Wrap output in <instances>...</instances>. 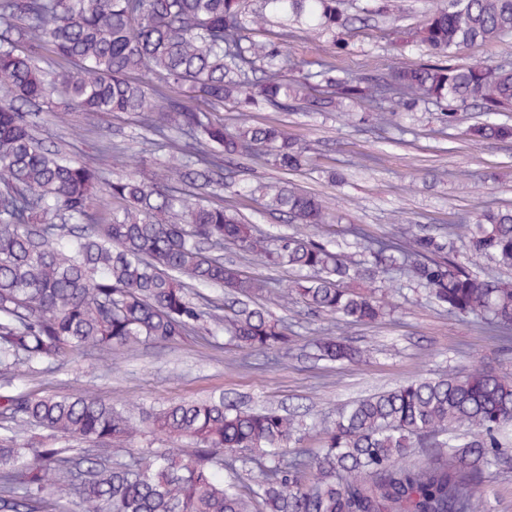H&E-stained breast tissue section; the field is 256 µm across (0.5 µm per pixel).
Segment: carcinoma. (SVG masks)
I'll return each mask as SVG.
<instances>
[{
    "label": "carcinoma",
    "instance_id": "carcinoma-1",
    "mask_svg": "<svg viewBox=\"0 0 512 512\" xmlns=\"http://www.w3.org/2000/svg\"><path fill=\"white\" fill-rule=\"evenodd\" d=\"M302 20L316 40L343 24L337 0H0V377L18 365H50L93 350L174 342L200 328L270 350L288 344L286 326L262 304L272 283L224 262V243L265 265L302 276L277 294L349 323L373 324L395 309L386 293L355 285L360 263L334 248L333 216L316 195L280 180L245 189L289 224L314 234L267 236L221 204L224 163L271 151L281 171L308 163L305 148L274 121L224 125L209 107L291 112L300 104L334 112L339 101L376 118L420 101L457 102L495 115L512 108V63L491 70L459 64L452 50L512 33V0H438L406 37L438 60L402 62L386 81L336 78L329 61H298L256 38L267 14ZM393 106L386 108L385 101ZM97 129L107 114H137L148 144L167 151L162 183L125 168L127 147L101 145L91 165L61 142L47 146L37 117ZM477 143L512 139V125L488 120L466 131ZM469 264L448 243L411 224L398 239L369 240L366 270L399 266L448 311L495 331L512 329V279L472 269L490 256L512 270V205L466 225ZM193 288L233 296L224 312L203 311ZM331 362L362 364L366 352L334 336L315 344ZM512 376L482 362L469 371L414 378L339 409L321 448L291 452L306 424L283 409L254 411L224 395L169 403L147 415L81 394L0 393V512H69L48 490L74 487L83 512H487L479 489L493 467L512 463ZM48 431L35 447L30 429ZM194 447L112 460L145 431ZM89 445L73 456L50 441ZM429 450L422 466L411 448Z\"/></svg>",
    "mask_w": 512,
    "mask_h": 512
}]
</instances>
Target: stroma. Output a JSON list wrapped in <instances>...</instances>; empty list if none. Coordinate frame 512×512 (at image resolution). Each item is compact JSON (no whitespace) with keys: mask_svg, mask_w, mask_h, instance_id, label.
<instances>
[{"mask_svg":"<svg viewBox=\"0 0 512 512\" xmlns=\"http://www.w3.org/2000/svg\"><path fill=\"white\" fill-rule=\"evenodd\" d=\"M395 18L372 13L376 0H341L348 20L336 33L311 40L300 24L280 29L268 23L264 32L283 41L291 57L325 59L337 73L348 72L366 80L386 79L400 61L434 60L432 50L403 43L397 29L420 27L435 0H396ZM452 113L441 123L440 112ZM361 107L349 113L318 114L301 108L294 112L253 113L257 122H280L288 133L309 148V162L289 175L291 185L327 201L335 224L333 239L358 253L351 225L370 237L400 234L410 224L447 239L459 261H466L467 231L463 218L488 208L512 204V140L476 144L467 128L484 122L485 112L454 103L419 104L386 123L362 121ZM147 132L137 115L105 117L101 127L85 136L71 137L76 152L93 159L100 144L119 143L130 149V167H143L149 179L162 180L168 155L154 151L141 158ZM227 174L231 185L225 204L235 206L265 234L289 230L309 234V227L286 224L278 215L264 212L254 197L240 194L245 184L278 177L279 172L260 155L238 158ZM364 287L394 289L395 311L377 324H348L317 314L303 303L281 308L267 306L288 327V349L258 354L200 331L168 344L113 349L111 354L91 353L77 361L33 373L20 369L11 383L0 382V393H47L69 396L88 393L114 406L150 407L180 400H195L211 393L241 397L253 405H283L306 412L311 428L302 447L319 446V430L334 418L337 408L355 398L402 383L416 376L467 371L476 362L492 363L512 373V336L490 332L478 320L447 314L426 295L403 279H367ZM344 339L368 350L362 365L316 360L313 343L323 334Z\"/></svg>","mask_w":512,"mask_h":512,"instance_id":"stroma-1","label":"stroma"}]
</instances>
